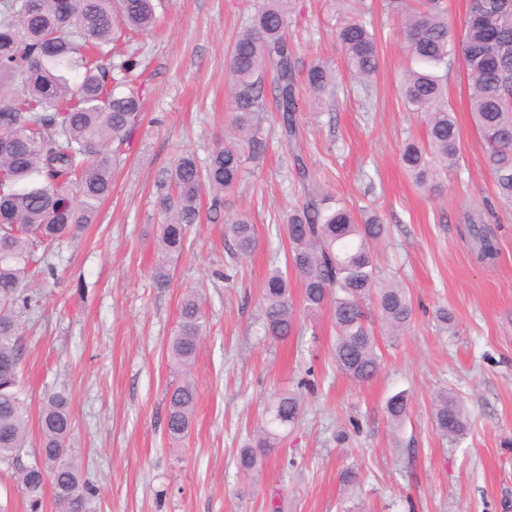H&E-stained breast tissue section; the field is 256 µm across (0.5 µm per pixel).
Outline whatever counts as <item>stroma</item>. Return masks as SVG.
I'll list each match as a JSON object with an SVG mask.
<instances>
[{"mask_svg":"<svg viewBox=\"0 0 512 512\" xmlns=\"http://www.w3.org/2000/svg\"><path fill=\"white\" fill-rule=\"evenodd\" d=\"M259 0H161V28L136 38L148 94L111 195L81 236L56 246L20 307L22 382L29 439L39 411L61 392L71 403L69 445L96 490L87 512H512V206L501 203L484 163L462 60L448 71V102L461 157L438 190L418 187L400 164L423 123L400 87L411 59L399 22L373 0L367 18L379 50L368 82L354 78L336 28L352 0H299L289 33L295 48L296 146L269 126L263 166L219 207L203 205L171 284L154 287L159 184L184 151L207 162L231 118L224 61ZM322 62L330 93L314 96L304 72ZM354 212L377 213L386 227L375 246L384 281L405 288L413 320L404 334L379 338L381 366L357 385L331 360L329 311L300 313L297 331L266 336L261 294L275 254L288 249L284 221L304 199L294 173ZM487 210L498 256L478 262L463 234L466 211ZM248 214L257 243L239 255L225 224ZM197 294L206 335L192 370L199 399L178 444L166 431L165 393L175 382L166 348L181 301ZM310 379L303 410L253 475L238 454L253 439L277 393ZM405 392L410 411L392 425L386 401ZM454 394L471 422L455 441L437 432L431 404ZM361 473L354 485L341 474Z\"/></svg>","mask_w":512,"mask_h":512,"instance_id":"1","label":"stroma"}]
</instances>
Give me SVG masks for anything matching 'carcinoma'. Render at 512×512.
I'll return each mask as SVG.
<instances>
[{
  "label": "carcinoma",
  "mask_w": 512,
  "mask_h": 512,
  "mask_svg": "<svg viewBox=\"0 0 512 512\" xmlns=\"http://www.w3.org/2000/svg\"><path fill=\"white\" fill-rule=\"evenodd\" d=\"M0 0V463L15 470L29 512H41L51 489L55 512H85L94 489L68 451L72 427L68 397L49 396L39 414L37 458L22 462L29 438V412L23 398L20 364L21 327L17 315L25 296L36 249L78 235L94 222L99 204L112 194L120 151L132 139L146 93L144 71L134 55L123 52L134 35L157 28L154 0ZM293 0H265L235 39L228 61L233 85L231 132L212 151L206 165L188 152L175 160L157 196L162 220L153 280L171 281L169 262L185 248L187 228L200 218L205 197L218 205L242 180L248 165H260L269 149L264 126L276 124L291 143L299 136L295 100L296 60L288 38ZM461 27L448 20V0H385L400 20L401 34L416 67L401 87L405 104L420 116L425 135L407 140L402 167L417 185L434 189L441 174L456 166L460 136L448 106L445 83L455 57L463 58L469 78L470 107L485 146L498 198L512 204V0H480ZM342 20L336 38L348 68L371 79L378 68L374 34L362 15ZM114 56L120 64L111 65ZM274 74V108L265 97L263 76ZM306 82L317 95L332 77L311 64ZM477 259L498 253L495 234L479 213L464 217ZM236 250L249 254L256 245L250 218L241 214L226 224ZM286 265L301 288L304 308L331 309L336 336V367L354 382L371 381L380 368L378 342L368 303L393 336L413 319L403 288L383 285L377 276L373 246L385 227L375 213L355 215L312 189L286 218ZM288 277L275 269L261 295L266 335L284 340L296 326V308ZM204 332L200 301L186 296L179 311L167 358L181 379L167 392L166 428L173 440L186 435L197 401L191 369ZM302 395L277 394L253 444L239 452L242 471L252 473L276 447L281 430L294 425ZM405 394L386 405L390 421L408 415ZM432 416L444 436L460 440L468 422L457 398L441 393Z\"/></svg>",
  "instance_id": "obj_1"
}]
</instances>
